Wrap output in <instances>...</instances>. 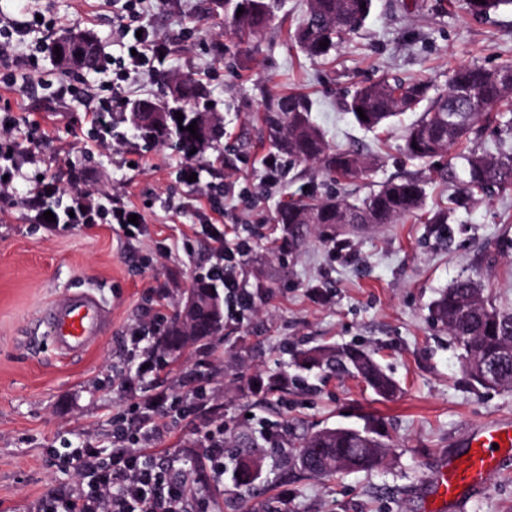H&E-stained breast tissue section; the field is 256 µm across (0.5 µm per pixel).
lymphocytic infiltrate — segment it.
<instances>
[{"label":"lymphocytic infiltrate","mask_w":512,"mask_h":512,"mask_svg":"<svg viewBox=\"0 0 512 512\" xmlns=\"http://www.w3.org/2000/svg\"><path fill=\"white\" fill-rule=\"evenodd\" d=\"M112 3L115 35L128 52L127 57L118 58V65L127 64L136 70L152 68L165 45L157 35L143 30L146 0ZM52 26V21L32 19L20 27L0 17V70L6 71L8 84L26 80L34 63L33 55L18 54V46L30 33ZM56 194L53 182L37 181L30 199L35 222H43L44 212L49 211L59 224L94 223L91 209L81 198H74L66 207L56 201ZM129 438L124 421L118 420L113 424L111 452H102L89 443L66 449L59 460L77 471L80 486L67 494L47 492L37 512H183L188 496L186 482L171 478L167 467L150 464L141 452L128 448Z\"/></svg>","instance_id":"f902f5d3"}]
</instances>
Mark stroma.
<instances>
[{
	"mask_svg": "<svg viewBox=\"0 0 512 512\" xmlns=\"http://www.w3.org/2000/svg\"><path fill=\"white\" fill-rule=\"evenodd\" d=\"M272 25L248 47L245 68L230 66L233 38L207 13L208 0H151L144 23L166 45L153 75H133L128 100L166 99L165 82L194 72L224 117L218 147L201 153L198 184L183 175L185 156L162 145L144 146L126 120L112 114L111 131L94 130L90 114L112 97L121 52L107 0H38L56 25L43 32L38 69L25 86L0 83V140L18 141L20 176L0 199V512H36L48 489L72 491L73 470L57 454L89 441L112 445V419L130 429L134 403L158 392L177 408L155 417L162 434L139 447L172 465L191 494L186 512L206 502L209 512H239L230 473L235 438L253 434L262 449L299 444L307 435L349 427L380 434L386 443L371 472L281 476L272 458L250 495L253 512H435L431 489L450 457L465 453L471 425L512 421V391L474 387L461 351L431 313L439 293L460 277L481 283L498 305L512 308V189L478 195L451 224L412 218L397 224L337 227L335 241L311 233L289 249L278 207L303 193L363 196L401 177L421 179L434 209L464 178L460 159L410 162L402 154V116L387 132L357 126L343 101L357 86L381 77L431 80L448 86L460 64L488 68L512 60V9L473 19L467 0H374L363 28L323 61L307 56L292 34L305 0H280ZM88 31L102 47L98 71H71L72 84L90 97L57 100L59 70L48 47L68 31ZM303 92L311 118L331 147L372 158L367 175L331 186L317 164L268 174L272 147L258 120L265 92ZM456 176L443 178L442 169ZM64 196L88 194L92 206L121 197L143 217L138 232L115 224H59L30 218L27 199L38 177ZM232 181L235 194H210L208 183ZM228 247L250 250L234 271L255 291L251 311L224 318V334L207 345L162 354L160 329L184 303L201 271L218 263L213 231ZM97 286L112 308L104 339L82 355L60 359L38 329L45 307L67 293ZM145 331L133 343L135 331ZM321 345H356L370 352L399 385L390 399L359 378L325 376L294 363L297 352ZM163 368L141 374L144 358ZM224 432V475L207 461L205 433ZM466 512H512V455L502 461Z\"/></svg>",
	"mask_w": 512,
	"mask_h": 512,
	"instance_id": "stroma-1",
	"label": "stroma"
}]
</instances>
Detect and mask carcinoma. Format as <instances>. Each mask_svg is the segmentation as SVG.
Masks as SVG:
<instances>
[{
    "label": "carcinoma",
    "mask_w": 512,
    "mask_h": 512,
    "mask_svg": "<svg viewBox=\"0 0 512 512\" xmlns=\"http://www.w3.org/2000/svg\"><path fill=\"white\" fill-rule=\"evenodd\" d=\"M279 0H208V13L224 15V27L235 39L232 59L241 61V46L247 45L274 21ZM373 0H307V10L293 34L294 41L308 56L327 58L345 36L364 25ZM471 14L482 20L512 0H469ZM244 12L237 13L238 9ZM328 41L327 48L320 43ZM181 83L183 96L160 105L144 106L162 113V121L154 124L152 113L142 114L147 126L138 129L139 137L148 145H170L185 155L201 152L224 137V122L211 111L207 86L192 74L174 77ZM355 122L366 130L389 127L406 112H420L419 118L405 129L404 152L414 160H433L469 138L477 139L484 122L493 113L512 112V61L495 68L461 64L451 70L448 90L434 92L427 80L381 79L357 88L344 102ZM366 119H361L357 109ZM183 114V121L175 112ZM311 99L301 93H270L263 102L260 120L269 134L278 165L319 163L331 180L357 179L369 169L370 161L356 150L334 149L323 131L310 119ZM196 123V135L186 127ZM468 179L446 204L428 213L427 223L446 224L451 214L466 207L475 196L491 188L512 187V152L493 155L475 150L463 156ZM425 190L416 178L390 181L368 196L350 201L328 195L291 200L277 210L275 222L288 231V245L295 248L304 240L310 227L340 224L347 217L350 224H394L424 209ZM193 292L200 307L195 317L184 321L174 316L163 330V346L168 353L207 342L224 335V298L213 275L196 281ZM435 319L448 329L462 350L464 368L469 380L484 389L512 390V358L502 367V380L487 384L479 376L482 360L500 356L512 342V309L497 306L483 294L470 278L454 280L433 302ZM305 368L323 367L336 375H352L362 379L380 396L396 390V382L372 358L355 346L310 349L299 354ZM241 451L235 459L233 485L248 491L254 489V442L245 436L237 440ZM384 443L378 435L363 431L355 435L343 428H326L311 434L291 453L283 468H299L311 475H333L338 470L367 471L376 467L384 455Z\"/></svg>",
    "instance_id": "1"
}]
</instances>
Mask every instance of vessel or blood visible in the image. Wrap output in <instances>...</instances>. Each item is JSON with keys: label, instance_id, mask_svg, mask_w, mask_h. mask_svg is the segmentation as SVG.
Returning a JSON list of instances; mask_svg holds the SVG:
<instances>
[{"label": "vessel or blood", "instance_id": "b4317fda", "mask_svg": "<svg viewBox=\"0 0 512 512\" xmlns=\"http://www.w3.org/2000/svg\"><path fill=\"white\" fill-rule=\"evenodd\" d=\"M112 318L110 307L94 289L67 294L43 312V334L60 356L85 352L103 339ZM512 449V423L493 421L472 429L467 454L442 467L437 491L452 502L455 512H463L466 492L479 489L499 463V452Z\"/></svg>", "mask_w": 512, "mask_h": 512}]
</instances>
